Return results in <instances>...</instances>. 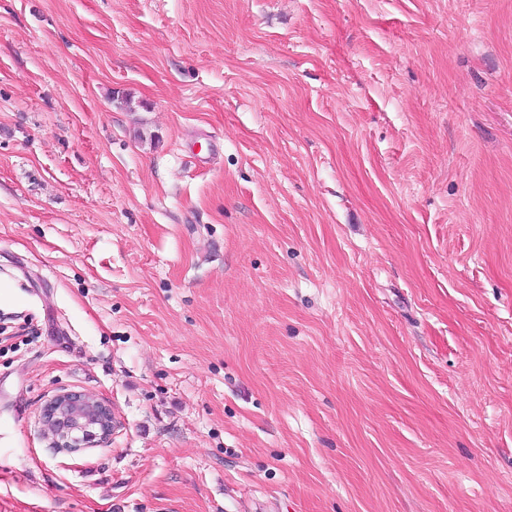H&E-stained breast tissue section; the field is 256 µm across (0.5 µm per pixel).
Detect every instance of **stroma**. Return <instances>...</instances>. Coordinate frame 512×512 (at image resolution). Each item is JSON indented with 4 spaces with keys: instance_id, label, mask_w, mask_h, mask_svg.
Returning <instances> with one entry per match:
<instances>
[{
    "instance_id": "obj_1",
    "label": "stroma",
    "mask_w": 512,
    "mask_h": 512,
    "mask_svg": "<svg viewBox=\"0 0 512 512\" xmlns=\"http://www.w3.org/2000/svg\"><path fill=\"white\" fill-rule=\"evenodd\" d=\"M0 284V512H512V0H0ZM41 418L60 448L80 452L112 435L111 408L92 395L69 391L53 396Z\"/></svg>"
}]
</instances>
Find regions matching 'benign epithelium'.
Masks as SVG:
<instances>
[{
	"label": "benign epithelium",
	"mask_w": 512,
	"mask_h": 512,
	"mask_svg": "<svg viewBox=\"0 0 512 512\" xmlns=\"http://www.w3.org/2000/svg\"><path fill=\"white\" fill-rule=\"evenodd\" d=\"M41 418L59 447L80 452L112 435L111 408L92 395L69 391L53 396Z\"/></svg>",
	"instance_id": "benign-epithelium-1"
}]
</instances>
